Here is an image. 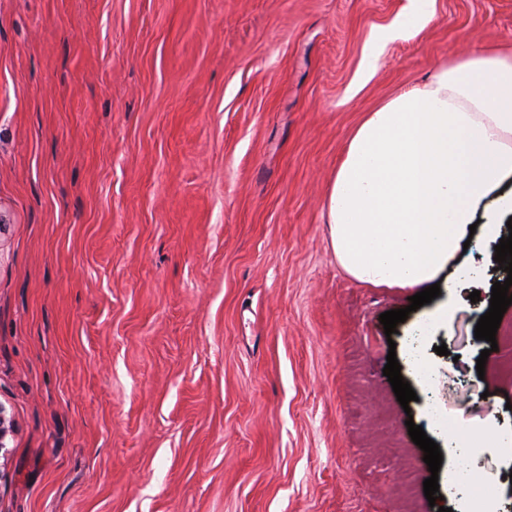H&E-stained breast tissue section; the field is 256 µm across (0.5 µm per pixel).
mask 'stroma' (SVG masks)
I'll list each match as a JSON object with an SVG mask.
<instances>
[{
	"label": "stroma",
	"mask_w": 512,
	"mask_h": 512,
	"mask_svg": "<svg viewBox=\"0 0 512 512\" xmlns=\"http://www.w3.org/2000/svg\"><path fill=\"white\" fill-rule=\"evenodd\" d=\"M407 4L0 0V512H512V448L471 456L496 490L477 508L427 418L512 433V342L474 336L506 271L472 242L480 299L435 298L423 386L406 338L427 307L386 336L413 289L359 283L330 245L366 113L512 51V0H435L372 51ZM409 418L443 456L432 503ZM433 1L409 0L408 8L394 25L380 28L375 32L373 36L374 48L376 50L381 49L390 41L426 26L433 17Z\"/></svg>",
	"instance_id": "obj_1"
}]
</instances>
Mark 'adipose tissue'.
I'll return each mask as SVG.
<instances>
[{
	"mask_svg": "<svg viewBox=\"0 0 512 512\" xmlns=\"http://www.w3.org/2000/svg\"><path fill=\"white\" fill-rule=\"evenodd\" d=\"M433 0H409L378 29L375 48L423 28ZM512 213V54L479 52L438 70L368 113L352 134L327 196L342 268L374 287L470 277L460 258L469 227L493 249Z\"/></svg>",
	"mask_w": 512,
	"mask_h": 512,
	"instance_id": "adipose-tissue-1",
	"label": "adipose tissue"
}]
</instances>
